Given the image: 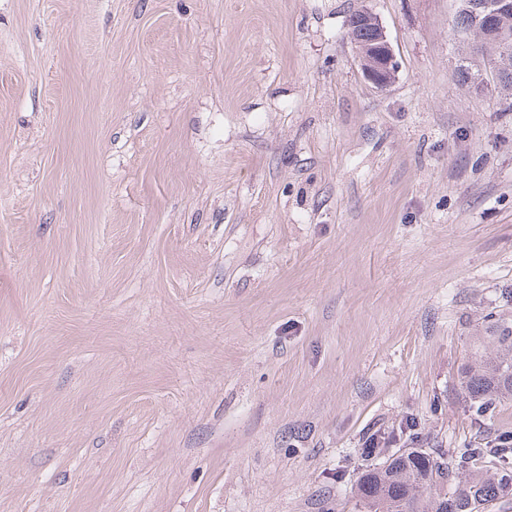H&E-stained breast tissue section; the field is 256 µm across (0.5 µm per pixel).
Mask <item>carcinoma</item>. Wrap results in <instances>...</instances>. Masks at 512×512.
<instances>
[{"instance_id":"1","label":"carcinoma","mask_w":512,"mask_h":512,"mask_svg":"<svg viewBox=\"0 0 512 512\" xmlns=\"http://www.w3.org/2000/svg\"><path fill=\"white\" fill-rule=\"evenodd\" d=\"M494 25L503 35H488L465 10L459 11L456 27L481 54L483 68L474 72L462 64L458 78L476 90L492 77L503 111L512 112V14L497 18ZM349 32L360 60H367L375 29L364 24ZM460 386L478 418L512 398L511 325L496 326L489 349L462 366ZM509 452L512 448H450L441 453L407 448L364 470L354 495L373 512H490L499 499L512 495V471L499 461Z\"/></svg>"}]
</instances>
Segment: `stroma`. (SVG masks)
<instances>
[{
	"instance_id": "1",
	"label": "stroma",
	"mask_w": 512,
	"mask_h": 512,
	"mask_svg": "<svg viewBox=\"0 0 512 512\" xmlns=\"http://www.w3.org/2000/svg\"><path fill=\"white\" fill-rule=\"evenodd\" d=\"M460 7L0 0V512H365L372 434H512L458 383L512 325V112L456 77ZM355 13L356 12L349 16L347 26L348 34L351 32L353 36V40L351 41L355 44L361 64L362 61L364 62L367 58H370L369 46H371V42L375 39V29L372 27V24L358 25L369 21L373 23L377 29L376 48L373 51L376 61L370 67H363L362 72L364 76L377 87L381 89L386 88L394 81L397 69L393 49L387 38L386 31L377 16L368 10L357 11V14L353 17V21L358 27L350 28L352 16Z\"/></svg>"
}]
</instances>
